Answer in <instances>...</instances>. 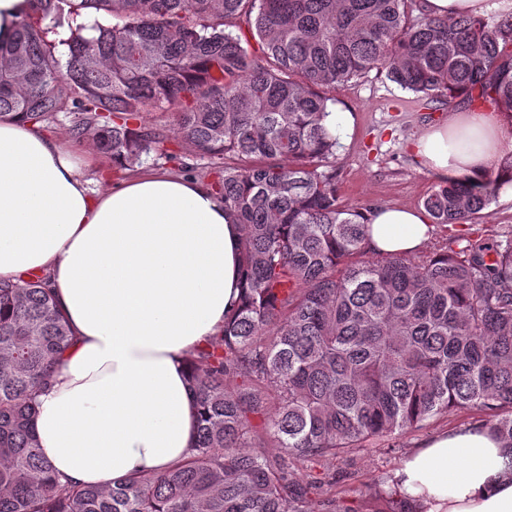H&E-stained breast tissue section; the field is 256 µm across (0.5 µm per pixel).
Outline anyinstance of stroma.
Wrapping results in <instances>:
<instances>
[{
    "label": "stroma",
    "instance_id": "1",
    "mask_svg": "<svg viewBox=\"0 0 512 512\" xmlns=\"http://www.w3.org/2000/svg\"><path fill=\"white\" fill-rule=\"evenodd\" d=\"M335 96L334 110L341 117L336 132V174L344 202L357 208L371 203L421 209L423 197L437 178L416 158L412 144L426 127L446 121L449 107L413 101L409 93L373 73L339 86ZM144 119L168 133L167 157L145 161V168L184 176L181 159L186 148L171 116L149 112ZM511 234L512 197L501 195L491 205L489 215L478 223L434 225L430 243L441 244L451 235L493 242ZM473 418L470 411L451 412L402 437L398 447L353 450L324 459L319 469L335 473L336 488L353 512H382L383 503L372 494L390 485L403 460L424 441L470 426Z\"/></svg>",
    "mask_w": 512,
    "mask_h": 512
}]
</instances>
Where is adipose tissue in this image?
<instances>
[{
	"instance_id": "1",
	"label": "adipose tissue",
	"mask_w": 512,
	"mask_h": 512,
	"mask_svg": "<svg viewBox=\"0 0 512 512\" xmlns=\"http://www.w3.org/2000/svg\"><path fill=\"white\" fill-rule=\"evenodd\" d=\"M433 16L512 14V0H424ZM512 145V119L468 110L414 144L438 179L483 182ZM367 244L408 254L425 212L371 210ZM239 227L202 182L142 173L92 187L74 147L0 121V278L47 276L75 335L37 401L38 444L59 476L106 487L192 448L196 402L184 359L219 336L238 302ZM502 442L459 428L432 437L394 474L423 512H512Z\"/></svg>"
}]
</instances>
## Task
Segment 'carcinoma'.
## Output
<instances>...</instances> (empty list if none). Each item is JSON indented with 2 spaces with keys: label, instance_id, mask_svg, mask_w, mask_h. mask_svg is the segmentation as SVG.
<instances>
[{
  "label": "carcinoma",
  "instance_id": "obj_1",
  "mask_svg": "<svg viewBox=\"0 0 512 512\" xmlns=\"http://www.w3.org/2000/svg\"><path fill=\"white\" fill-rule=\"evenodd\" d=\"M0 45V119H64L128 170L167 156L170 112L242 228L243 295L186 358L194 445L113 486L61 481L33 428L73 332L44 277L0 278V512H352L336 474L452 409L512 456V237L378 254L336 182V87L372 71L422 101L512 117V15H414L417 0H30ZM50 20L51 27L43 26ZM255 40L253 49L250 40ZM501 184L450 177L433 224L486 216ZM387 512H420L393 487Z\"/></svg>",
  "mask_w": 512,
  "mask_h": 512
}]
</instances>
